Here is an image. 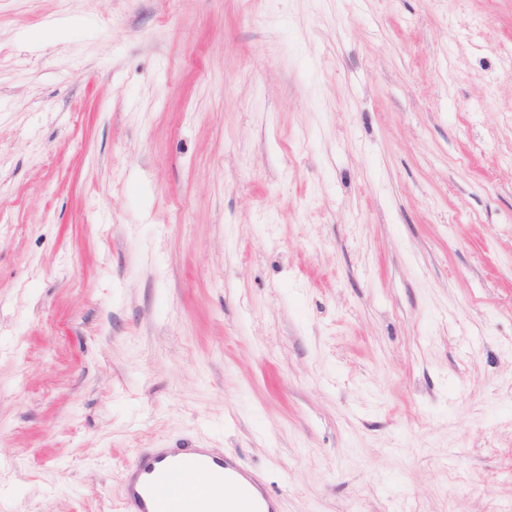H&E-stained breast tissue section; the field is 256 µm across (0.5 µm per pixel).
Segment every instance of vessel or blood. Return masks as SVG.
Listing matches in <instances>:
<instances>
[{"label": "vessel or blood", "instance_id": "b4317fda", "mask_svg": "<svg viewBox=\"0 0 512 512\" xmlns=\"http://www.w3.org/2000/svg\"><path fill=\"white\" fill-rule=\"evenodd\" d=\"M195 484H186L188 475ZM127 512H275L254 475L210 448H143L125 473Z\"/></svg>", "mask_w": 512, "mask_h": 512}]
</instances>
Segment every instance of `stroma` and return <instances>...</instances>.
I'll list each match as a JSON object with an SVG mask.
<instances>
[{
  "instance_id": "1",
  "label": "stroma",
  "mask_w": 512,
  "mask_h": 512,
  "mask_svg": "<svg viewBox=\"0 0 512 512\" xmlns=\"http://www.w3.org/2000/svg\"><path fill=\"white\" fill-rule=\"evenodd\" d=\"M174 447L512 512V0H0V512Z\"/></svg>"
}]
</instances>
